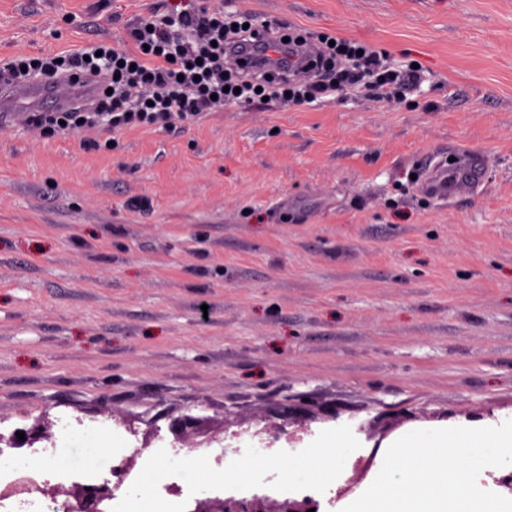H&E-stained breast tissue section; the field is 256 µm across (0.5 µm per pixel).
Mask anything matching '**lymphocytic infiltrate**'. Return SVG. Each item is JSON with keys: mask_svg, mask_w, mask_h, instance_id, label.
<instances>
[{"mask_svg": "<svg viewBox=\"0 0 512 512\" xmlns=\"http://www.w3.org/2000/svg\"><path fill=\"white\" fill-rule=\"evenodd\" d=\"M131 37L137 46L133 52L102 43L88 59L79 53L60 60L41 56L1 63L11 85L40 80L62 94L79 86L93 89L87 102L25 113L31 132L45 137L85 127L167 129L232 102L265 96L283 104H310L354 87L394 99L421 78L420 70L411 67L384 68L377 51L345 38L320 41L317 56L301 67L284 59L274 67L248 60L249 51L259 47L286 52L299 36L249 16L225 14L220 7L175 10L139 22Z\"/></svg>", "mask_w": 512, "mask_h": 512, "instance_id": "f902f5d3", "label": "lymphocytic infiltrate"}]
</instances>
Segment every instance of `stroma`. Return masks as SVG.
I'll return each instance as SVG.
<instances>
[{"label": "stroma", "instance_id": "1", "mask_svg": "<svg viewBox=\"0 0 512 512\" xmlns=\"http://www.w3.org/2000/svg\"><path fill=\"white\" fill-rule=\"evenodd\" d=\"M178 0H0V60L135 45ZM422 68L387 101L229 104L173 129L36 137L0 97V436L44 421L134 439L182 486L313 489L342 512L420 428L512 419V0H224ZM485 154L477 194L413 174ZM197 423L174 436V422ZM276 431L353 446L297 481L287 455L225 483L203 448Z\"/></svg>", "mask_w": 512, "mask_h": 512}]
</instances>
